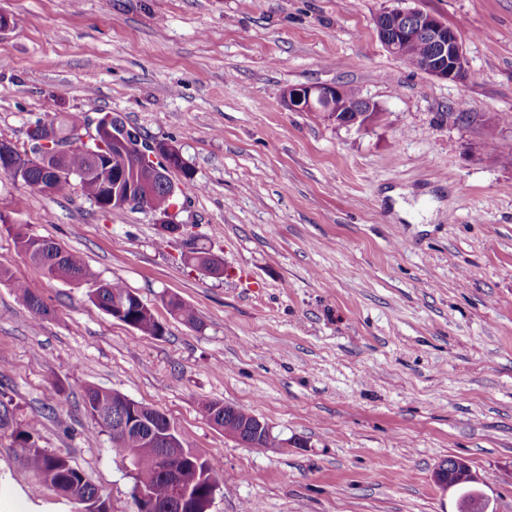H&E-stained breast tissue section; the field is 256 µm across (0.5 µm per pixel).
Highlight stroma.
<instances>
[{
    "mask_svg": "<svg viewBox=\"0 0 512 512\" xmlns=\"http://www.w3.org/2000/svg\"><path fill=\"white\" fill-rule=\"evenodd\" d=\"M386 7L453 28L465 79L393 56L374 25ZM1 13L0 140L27 151L36 120L80 112L82 135L109 113L177 146L199 190L175 220L224 275L188 263L181 241L158 249L149 210L0 175V268L51 310L35 317L0 282V512H73L13 444L31 421L110 512H133L87 385L159 410L222 462L209 512H458L434 480L451 457L489 512H512V0H0ZM300 85L355 89L381 116L358 129L292 110ZM10 224L121 280L165 335L45 277ZM207 401L254 414L277 447L224 434Z\"/></svg>",
    "mask_w": 512,
    "mask_h": 512,
    "instance_id": "35a3bbf8",
    "label": "stroma"
}]
</instances>
